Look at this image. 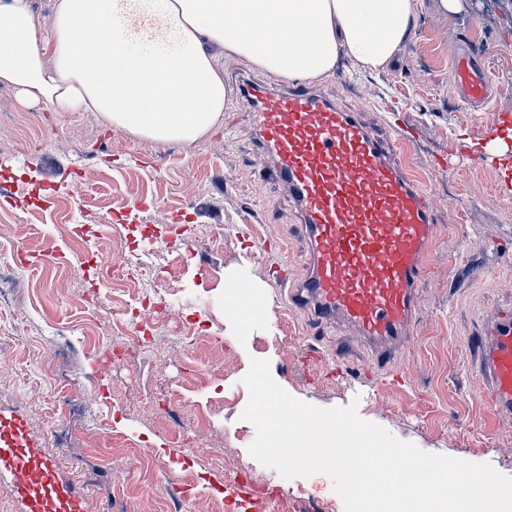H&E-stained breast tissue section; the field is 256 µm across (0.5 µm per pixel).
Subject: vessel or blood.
<instances>
[{
	"instance_id": "obj_1",
	"label": "vessel or blood",
	"mask_w": 512,
	"mask_h": 512,
	"mask_svg": "<svg viewBox=\"0 0 512 512\" xmlns=\"http://www.w3.org/2000/svg\"><path fill=\"white\" fill-rule=\"evenodd\" d=\"M453 76L466 102H486L490 84L481 59L462 52ZM238 100L311 247L305 280L292 286L282 276L276 286L285 288L292 310L358 336L375 369H385L410 341L440 208L395 159L407 137L379 138L360 113L298 82L245 83ZM473 357L495 416H512V321L488 330ZM0 474L8 475L24 512H82L80 496L59 478L21 416L0 415Z\"/></svg>"
}]
</instances>
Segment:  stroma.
Wrapping results in <instances>:
<instances>
[{
  "instance_id": "obj_1",
  "label": "stroma",
  "mask_w": 512,
  "mask_h": 512,
  "mask_svg": "<svg viewBox=\"0 0 512 512\" xmlns=\"http://www.w3.org/2000/svg\"><path fill=\"white\" fill-rule=\"evenodd\" d=\"M485 55L492 94L483 109L454 94L460 45ZM312 87L376 131L415 139L403 159L441 204L426 256L412 340L393 370L376 376L358 337H312L272 283L280 269L301 280L309 248L284 184L262 181L270 159L256 131L228 102L220 124L193 144H158L108 129L93 114H50L0 95V413L22 416L83 512H212L233 498L230 465L252 484L298 498L297 512H344L328 475L287 479L248 453L242 421L251 359L319 408L358 401L360 416L420 450L491 464L512 476V423L490 412L471 350L485 318L512 313V194L505 154L480 149L498 112H512V0H417L414 34L393 62L366 70L341 58ZM98 231L89 252L72 249V224ZM149 234L161 310L144 315L155 346L113 357L123 311L136 290L92 287L89 253L125 263L120 246ZM260 299L246 310L227 286ZM198 336L187 347L181 333ZM71 384L56 397L51 372Z\"/></svg>"
}]
</instances>
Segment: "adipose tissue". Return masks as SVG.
Returning <instances> with one entry per match:
<instances>
[{"instance_id": "1", "label": "adipose tissue", "mask_w": 512, "mask_h": 512, "mask_svg": "<svg viewBox=\"0 0 512 512\" xmlns=\"http://www.w3.org/2000/svg\"><path fill=\"white\" fill-rule=\"evenodd\" d=\"M415 0H0V84L49 112H92L158 143L212 131L228 101L217 50L288 80L340 56L392 63Z\"/></svg>"}]
</instances>
